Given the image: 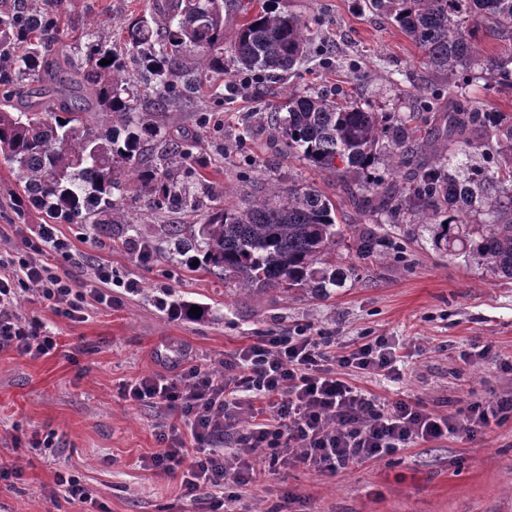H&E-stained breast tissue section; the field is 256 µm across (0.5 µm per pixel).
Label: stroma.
I'll return each mask as SVG.
<instances>
[{
	"label": "stroma",
	"instance_id": "35a3bbf8",
	"mask_svg": "<svg viewBox=\"0 0 512 512\" xmlns=\"http://www.w3.org/2000/svg\"><path fill=\"white\" fill-rule=\"evenodd\" d=\"M280 5L327 26L301 67L280 80L229 71L166 114V137L184 142L188 151L181 174L223 186L224 202L267 191L273 182L309 185L336 201L352 240L363 226L385 223V216L358 214L335 176L282 153L265 114L288 92L324 88L409 119L425 136L434 131L437 107L448 103V81L363 0ZM151 6L152 0H64V17L97 19L96 38L107 42ZM466 78L474 106L512 113V91L494 90L488 72L477 67ZM22 194L12 164L0 156V230L48 223L43 211L13 209L12 199ZM60 230L77 259L71 267L76 277L104 261L118 284L111 305L91 303L79 320L56 315L35 296L21 299L19 314L43 324L58 347L39 357L0 347V461L21 468L20 477L0 481V512H224L228 492L243 512L275 506L285 512H512V420L475 440L459 433L422 441L333 474L266 467L248 485L230 483L215 495L202 491L197 503L178 478L148 466L163 447L159 425L179 424V417L122 395L138 378H172L191 364L213 369L255 337L304 329L335 337L342 347L367 336L393 337L409 356L404 377L393 383L356 374L353 384L383 399L420 401L451 414L470 401L512 394L506 366L512 361V280L448 258L426 227L407 221L390 230L405 240L406 260H362L344 247L336 261L343 284L330 297L295 291L258 300L169 258L141 260L136 251L109 245L89 225ZM128 280L136 282L135 290L125 289ZM160 297L196 303L204 312L171 315L157 305ZM483 345L490 356H473V347ZM464 351L470 360L461 359ZM49 433L54 447H30L31 437ZM61 469L82 479L94 503L73 500L57 485Z\"/></svg>",
	"mask_w": 512,
	"mask_h": 512
}]
</instances>
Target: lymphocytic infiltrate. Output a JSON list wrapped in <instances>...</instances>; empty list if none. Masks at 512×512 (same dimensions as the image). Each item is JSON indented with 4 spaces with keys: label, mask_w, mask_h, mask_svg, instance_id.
Masks as SVG:
<instances>
[{
    "label": "lymphocytic infiltrate",
    "mask_w": 512,
    "mask_h": 512,
    "mask_svg": "<svg viewBox=\"0 0 512 512\" xmlns=\"http://www.w3.org/2000/svg\"><path fill=\"white\" fill-rule=\"evenodd\" d=\"M57 254L74 257L51 224L25 235L22 248L0 252V345L29 356L56 349L50 332L18 314L27 291L72 320L82 318L90 302L111 304L110 265L96 264L88 278L76 279L54 262ZM331 344V337L306 333L260 336L226 355L220 371L193 364L174 379L148 376L129 383L128 401L166 406L190 431L186 438L174 427L161 431L164 448L151 457V467L181 474L192 497L228 480L249 484L261 460L334 473L395 455L421 440L448 438L462 426L473 439L512 418L511 395L469 402L453 415L420 401L382 400L352 384L349 375L400 379L405 361L398 344L376 336L339 354ZM222 443L235 449L233 466L224 462Z\"/></svg>",
    "instance_id": "obj_1"
}]
</instances>
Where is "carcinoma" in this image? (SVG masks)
<instances>
[{
  "label": "carcinoma",
  "mask_w": 512,
  "mask_h": 512,
  "mask_svg": "<svg viewBox=\"0 0 512 512\" xmlns=\"http://www.w3.org/2000/svg\"><path fill=\"white\" fill-rule=\"evenodd\" d=\"M387 14L448 79L457 106L432 139L407 122L318 90L288 93L269 112L288 153L346 186L382 158L404 172L388 189L364 182L351 194L357 210L407 217L429 226L432 243L512 279V114L468 104L460 75L479 66L512 88V0H366ZM224 0H168L161 17L133 19L113 44H91L83 56L67 48L73 30L61 22L62 0H14L0 10V153L14 165L27 205L64 224H88L110 240L212 274L261 297L304 290L326 296L340 286L330 258L346 239L336 203L310 186L271 188L244 206H203L170 173L183 144L156 150L163 116L224 73ZM245 17L230 46L239 70L272 77L293 72L314 31L306 19L265 0H234ZM501 42L485 56L481 34ZM113 59L102 66L99 61ZM456 142L492 157L493 169L445 171L441 154ZM155 209L201 212L194 224H156L150 236L126 219L124 179ZM495 214L472 224V214ZM356 254L404 258V246L376 229L358 233ZM199 265L193 267V261Z\"/></svg>",
  "instance_id": "1"
}]
</instances>
